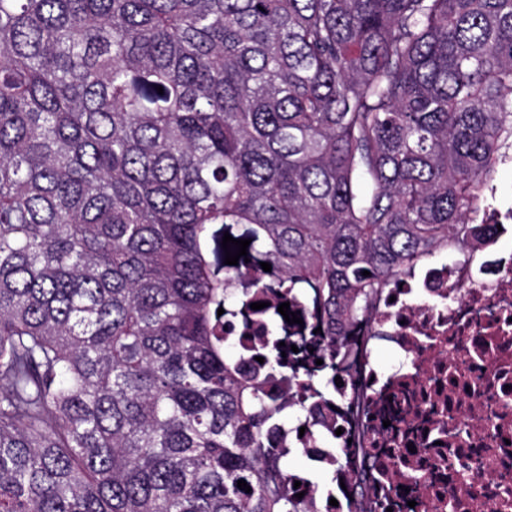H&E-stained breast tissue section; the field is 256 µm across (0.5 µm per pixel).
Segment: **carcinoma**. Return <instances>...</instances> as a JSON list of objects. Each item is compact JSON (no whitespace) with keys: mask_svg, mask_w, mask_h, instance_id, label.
<instances>
[{"mask_svg":"<svg viewBox=\"0 0 512 512\" xmlns=\"http://www.w3.org/2000/svg\"><path fill=\"white\" fill-rule=\"evenodd\" d=\"M505 166L512 0H0V512H310L271 425Z\"/></svg>","mask_w":512,"mask_h":512,"instance_id":"carcinoma-1","label":"carcinoma"}]
</instances>
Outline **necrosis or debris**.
Here are the masks:
<instances>
[{"label": "necrosis or debris", "mask_w": 512, "mask_h": 512, "mask_svg": "<svg viewBox=\"0 0 512 512\" xmlns=\"http://www.w3.org/2000/svg\"><path fill=\"white\" fill-rule=\"evenodd\" d=\"M354 361L337 360L334 394L314 410L318 445L305 448L296 420L279 424L282 448H305L336 483L313 498L315 512H346L342 482L364 475L375 512H512V252L492 239L448 265L415 262L391 278L372 312L347 336ZM396 361L383 367L379 347ZM423 419L443 446L411 431ZM355 466L337 469L343 448ZM410 456L394 466L392 451ZM456 464L438 476L426 461L440 451Z\"/></svg>", "instance_id": "necrosis-or-debris-1"}]
</instances>
